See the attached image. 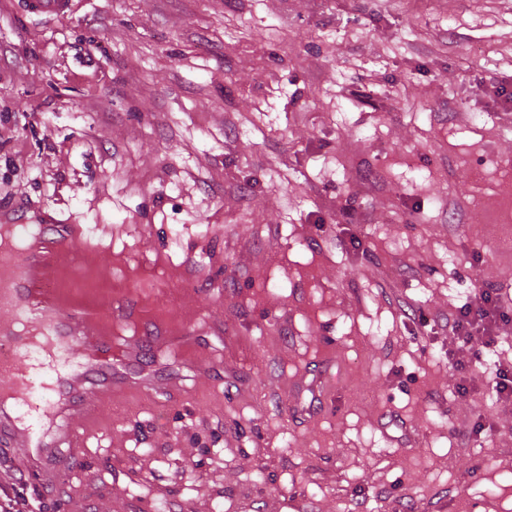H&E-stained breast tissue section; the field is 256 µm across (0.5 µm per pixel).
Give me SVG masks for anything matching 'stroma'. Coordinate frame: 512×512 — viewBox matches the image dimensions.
I'll return each instance as SVG.
<instances>
[{"instance_id":"1","label":"stroma","mask_w":512,"mask_h":512,"mask_svg":"<svg viewBox=\"0 0 512 512\" xmlns=\"http://www.w3.org/2000/svg\"><path fill=\"white\" fill-rule=\"evenodd\" d=\"M194 334L104 394L46 512H512V399L444 326L512 303V0H0V197ZM488 428L461 444L475 422ZM23 10L35 17H69L75 0H20ZM497 288L486 287L481 289L478 298L476 297L475 302L465 303L461 306L457 314L448 317V328L451 329L454 335L458 336L462 342V348L467 347V350L471 352V358L465 362L463 359L454 360L455 368L464 374V381H474L472 378L473 372L470 370L472 364L476 366V363H480L482 358V350L480 348L475 349L472 342L471 330L481 329L485 335H491L492 325L496 322V319L501 320L508 319L509 314L501 310L498 305V293Z\"/></svg>"}]
</instances>
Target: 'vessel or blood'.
<instances>
[{
    "mask_svg": "<svg viewBox=\"0 0 512 512\" xmlns=\"http://www.w3.org/2000/svg\"><path fill=\"white\" fill-rule=\"evenodd\" d=\"M74 0H22L35 17L61 18ZM0 223L12 227L20 252L0 257V308L7 310L10 356L0 358V438L38 487L57 485L58 450L79 448L74 422L91 423L96 405L90 387L124 384L112 364V305L99 290L63 287L69 262L92 248L79 224L39 208L0 205ZM151 344L170 341L162 317L140 311Z\"/></svg>",
    "mask_w": 512,
    "mask_h": 512,
    "instance_id": "obj_1",
    "label": "vessel or blood"
}]
</instances>
